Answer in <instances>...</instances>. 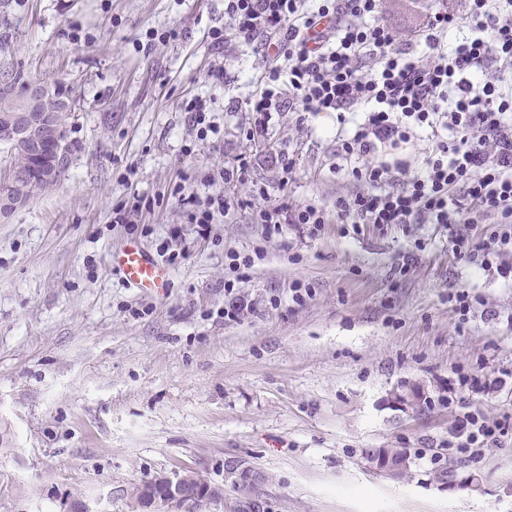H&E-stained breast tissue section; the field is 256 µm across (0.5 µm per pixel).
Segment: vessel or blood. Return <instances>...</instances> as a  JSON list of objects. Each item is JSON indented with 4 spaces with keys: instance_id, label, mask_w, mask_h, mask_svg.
Listing matches in <instances>:
<instances>
[{
    "instance_id": "b4317fda",
    "label": "vessel or blood",
    "mask_w": 512,
    "mask_h": 512,
    "mask_svg": "<svg viewBox=\"0 0 512 512\" xmlns=\"http://www.w3.org/2000/svg\"><path fill=\"white\" fill-rule=\"evenodd\" d=\"M112 268L133 288L160 294L169 286V271L137 241L131 240L112 253Z\"/></svg>"
}]
</instances>
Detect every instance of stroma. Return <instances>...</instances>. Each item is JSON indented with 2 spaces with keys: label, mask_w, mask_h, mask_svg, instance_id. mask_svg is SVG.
Instances as JSON below:
<instances>
[{
  "label": "stroma",
  "mask_w": 512,
  "mask_h": 512,
  "mask_svg": "<svg viewBox=\"0 0 512 512\" xmlns=\"http://www.w3.org/2000/svg\"><path fill=\"white\" fill-rule=\"evenodd\" d=\"M224 0H7L0 6V76L60 84L76 102L73 161L48 192L0 219V512H142L132 485L189 465L236 492L241 460L258 475L265 512H512V439L479 456L434 460L455 413L442 405L457 369L493 379L512 369V284L456 260L455 227L334 220L353 189L337 169L335 116L297 123L273 113L261 136L251 112H228L237 87L205 79L223 63L240 79L261 57L214 56L206 36ZM175 28L179 40H149ZM212 98L216 135L201 137L180 108ZM295 161L284 181L274 160ZM247 158L249 183L220 172ZM181 196H174L175 183ZM265 190V205L311 203L319 230L268 235L232 207L207 236L181 197ZM129 221H113L117 202ZM179 232L184 255L163 294L126 286L112 250L137 239L160 254ZM250 257L238 291L253 310L220 318L229 253ZM414 253L415 264L402 256ZM313 295L291 299L292 282ZM480 302L459 323L448 293ZM417 389L405 407L396 394ZM403 448L398 476L366 453ZM447 481H438L440 470Z\"/></svg>",
  "instance_id": "obj_1"
}]
</instances>
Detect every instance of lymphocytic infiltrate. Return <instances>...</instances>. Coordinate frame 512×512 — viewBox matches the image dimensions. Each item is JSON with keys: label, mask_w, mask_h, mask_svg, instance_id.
<instances>
[{"label": "lymphocytic infiltrate", "mask_w": 512, "mask_h": 512, "mask_svg": "<svg viewBox=\"0 0 512 512\" xmlns=\"http://www.w3.org/2000/svg\"><path fill=\"white\" fill-rule=\"evenodd\" d=\"M382 0H224V27L209 31V49L249 46L265 67L251 93L229 101L231 112H291L298 122L358 112L353 134L337 133L336 154L353 160L356 190L338 195L343 224H472L498 229L482 243L459 235L458 259L495 270L512 282V0H467L468 35L449 46L455 23L445 10L424 9L397 30L381 19ZM431 130L421 167L403 156L420 127ZM264 191L237 200L214 192L192 197V219L207 230L231 207L252 209L268 234L284 224L327 223L311 204L264 205ZM487 382L460 372L448 383L458 410L445 447L491 448L512 435V415L488 418L458 400Z\"/></svg>", "instance_id": "obj_1"}]
</instances>
